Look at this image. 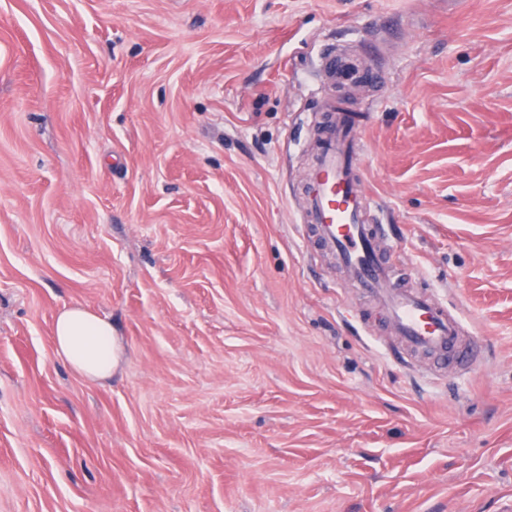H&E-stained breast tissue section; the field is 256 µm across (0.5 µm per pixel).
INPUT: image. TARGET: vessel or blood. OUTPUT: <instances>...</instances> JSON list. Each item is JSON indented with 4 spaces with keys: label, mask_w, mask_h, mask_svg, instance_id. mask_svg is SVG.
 Here are the masks:
<instances>
[{
    "label": "vessel or blood",
    "mask_w": 512,
    "mask_h": 512,
    "mask_svg": "<svg viewBox=\"0 0 512 512\" xmlns=\"http://www.w3.org/2000/svg\"><path fill=\"white\" fill-rule=\"evenodd\" d=\"M323 71L329 82L371 80L342 53L328 55ZM328 125L321 130L310 173L306 202L308 223L337 255L347 278L364 289L385 312L396 335L410 349L445 361L470 352L463 324L433 295L399 284L378 242V228L366 220L369 196L359 176L361 148L355 137L358 120L327 104Z\"/></svg>",
    "instance_id": "b4317fda"
}]
</instances>
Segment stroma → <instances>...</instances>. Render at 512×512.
<instances>
[{"instance_id": "1", "label": "stroma", "mask_w": 512, "mask_h": 512, "mask_svg": "<svg viewBox=\"0 0 512 512\" xmlns=\"http://www.w3.org/2000/svg\"><path fill=\"white\" fill-rule=\"evenodd\" d=\"M329 99L477 364L308 236ZM74 304L108 379L54 352ZM0 512H512V0H0ZM323 71L331 84L358 78L361 81L372 80L373 73L369 69H359L349 58L340 51L329 54L324 63ZM53 338L57 354L90 379L111 375L121 351L112 322L80 305L57 315Z\"/></svg>"}]
</instances>
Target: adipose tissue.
Wrapping results in <instances>:
<instances>
[{
	"label": "adipose tissue",
	"mask_w": 512,
	"mask_h": 512,
	"mask_svg": "<svg viewBox=\"0 0 512 512\" xmlns=\"http://www.w3.org/2000/svg\"><path fill=\"white\" fill-rule=\"evenodd\" d=\"M53 338L57 354L90 379L111 375L121 351L111 321L80 305L57 315Z\"/></svg>",
	"instance_id": "adipose-tissue-1"
}]
</instances>
